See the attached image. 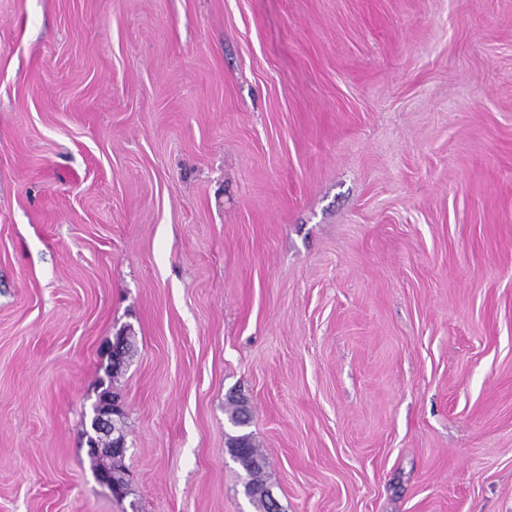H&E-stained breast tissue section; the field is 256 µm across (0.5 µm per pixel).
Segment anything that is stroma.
I'll return each mask as SVG.
<instances>
[{"mask_svg": "<svg viewBox=\"0 0 512 512\" xmlns=\"http://www.w3.org/2000/svg\"><path fill=\"white\" fill-rule=\"evenodd\" d=\"M234 398L281 512H512V0H0V512H262ZM114 394L100 395L93 406L91 416V431L97 436L107 435L111 439V448H93L95 450L107 449L112 453L122 454L125 449V439L120 430L113 425L114 415L121 413L119 402L112 398ZM91 431H84L86 438L93 442ZM86 432V434H85ZM230 452L245 473L243 488L246 496L259 504L264 512H279L275 500L264 498L263 491L267 488L262 479V458L251 442L249 433H242L230 438Z\"/></svg>", "mask_w": 512, "mask_h": 512, "instance_id": "obj_1", "label": "stroma"}]
</instances>
